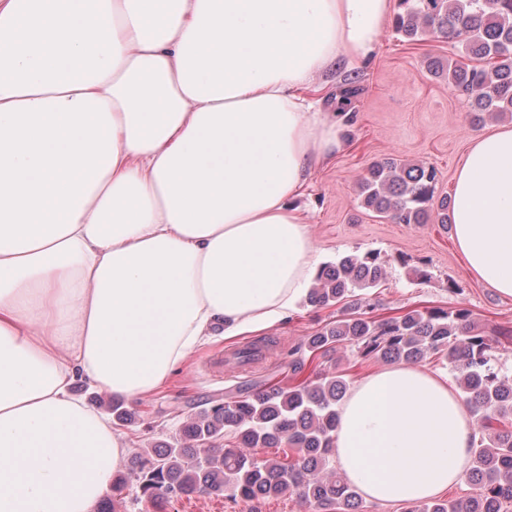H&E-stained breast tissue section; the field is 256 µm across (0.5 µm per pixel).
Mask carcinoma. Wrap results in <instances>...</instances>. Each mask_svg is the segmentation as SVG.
<instances>
[{
    "instance_id": "1",
    "label": "carcinoma",
    "mask_w": 512,
    "mask_h": 512,
    "mask_svg": "<svg viewBox=\"0 0 512 512\" xmlns=\"http://www.w3.org/2000/svg\"><path fill=\"white\" fill-rule=\"evenodd\" d=\"M393 28L407 41L436 35L462 45L471 63L427 61L471 104L475 119L512 114V0H399ZM437 172L423 164L387 157L375 161L359 182V204L396 224H424L438 205L437 223H448V199L435 200ZM385 274L373 251L345 255L321 266L307 302L340 306V315L304 341L305 352L289 364L291 383L242 395L197 413L179 440L142 448L112 481L111 507L118 512L128 478L153 512L194 493H222L244 503L295 494L318 512H359L357 490L336 470L335 433L347 392L343 374L298 375L307 363L349 346L363 359L417 362L435 355L458 372V385L477 424L466 484L459 500L409 503L405 512H506L512 505V379L491 364L492 344L512 340V327L479 326L469 309H413L376 320L361 292ZM248 448H284V455L257 458Z\"/></svg>"
}]
</instances>
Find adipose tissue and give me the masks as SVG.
<instances>
[{"label":"adipose tissue","instance_id":"adipose-tissue-1","mask_svg":"<svg viewBox=\"0 0 512 512\" xmlns=\"http://www.w3.org/2000/svg\"><path fill=\"white\" fill-rule=\"evenodd\" d=\"M393 0H0V512H97L129 448L76 381L139 399L273 327L318 264L297 206L341 147L315 78L376 50ZM467 272L512 298V127L455 177ZM475 420L395 366L346 396L365 500L463 483Z\"/></svg>","mask_w":512,"mask_h":512}]
</instances>
